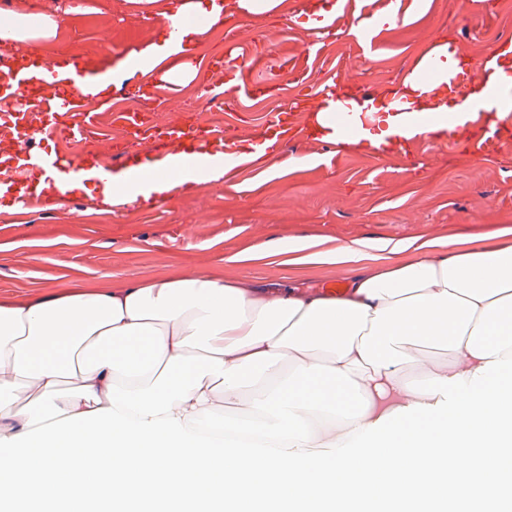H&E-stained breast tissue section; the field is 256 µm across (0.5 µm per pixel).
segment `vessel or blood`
<instances>
[{
    "label": "vessel or blood",
    "instance_id": "obj_1",
    "mask_svg": "<svg viewBox=\"0 0 512 512\" xmlns=\"http://www.w3.org/2000/svg\"><path fill=\"white\" fill-rule=\"evenodd\" d=\"M335 4V12L321 19L320 31L332 32L345 21L357 19V41L366 49H373L378 30L387 26L386 18L370 17L366 9L358 7L357 0H335ZM126 74L139 81L140 93L151 101L157 100L162 92H176L181 85L178 78L167 75L165 68L148 70L134 60ZM407 74L439 96L458 93L466 86L464 75L442 79L432 64L418 59ZM11 78L12 85L0 89V139L10 142L13 156L23 157L24 163L19 170L0 169V189L6 191L45 168L79 179L89 174L99 181L116 179L133 191L158 174L178 179L191 172L198 180H206L209 163L219 160L224 164L226 178L231 179L242 169L264 160L269 139H276L283 153L294 144L311 140L314 116L322 110L326 111L337 140L356 139L369 128L374 118L370 104L380 96L375 88L362 87L356 104L350 105L340 97L341 80H324L315 92L298 91L287 100L283 110L266 121L261 130L252 132L245 142L229 130L205 122L158 129L147 113L121 110L115 115L116 125L125 130L140 129L144 149L134 156L127 147L116 144L107 160L92 151L69 156L36 148L38 139L51 130L64 129L71 139L81 141L94 129L99 112L110 106L109 100L98 92L103 82L100 75L78 62L69 67L46 62L30 65L17 57L13 60ZM390 103L393 112L403 115L404 127L411 132L410 137L388 145L386 152L390 155L407 153L413 141L421 140L424 131L441 122L447 123L449 135L458 144L479 152L512 136V127L507 125L494 133L487 131L484 116L494 104L490 98L469 104L461 120L439 112H413L397 94Z\"/></svg>",
    "mask_w": 512,
    "mask_h": 512
}]
</instances>
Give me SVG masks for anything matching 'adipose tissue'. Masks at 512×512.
Segmentation results:
<instances>
[{"label": "adipose tissue", "instance_id": "obj_1", "mask_svg": "<svg viewBox=\"0 0 512 512\" xmlns=\"http://www.w3.org/2000/svg\"><path fill=\"white\" fill-rule=\"evenodd\" d=\"M219 0H183L156 66L190 48L184 15L219 18ZM52 16L0 10V38L55 36ZM512 87L502 47L467 101ZM467 101L439 102L459 115ZM271 254L332 265L344 291L280 290L205 270L121 287L71 285L19 304L0 297V502L33 495L69 512L142 487L171 503L221 507L257 492L303 512H367L369 499L412 512L447 469L485 449L481 492L499 490L512 442V226L474 248L455 238L353 239L318 251L305 237ZM447 349L436 362L430 350ZM293 374L239 408L244 387Z\"/></svg>", "mask_w": 512, "mask_h": 512}]
</instances>
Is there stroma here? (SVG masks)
<instances>
[{"mask_svg":"<svg viewBox=\"0 0 512 512\" xmlns=\"http://www.w3.org/2000/svg\"><path fill=\"white\" fill-rule=\"evenodd\" d=\"M102 23L112 37L81 47L96 68L121 63L152 42L151 32L136 34L130 18L175 11L182 0H97ZM376 51L343 33L326 40L313 59L309 83L335 77L344 62L355 82L371 84L401 53L416 56L437 35L451 49L465 44L479 51L500 44L512 31V9H498L483 22L475 0H412L390 13ZM246 40L264 45L273 72L271 95L249 111L212 112L217 126L263 125L278 111L287 92L298 88L284 65L280 44L306 43L314 27L297 0H282L272 12L243 17ZM304 164H262L219 186H195L155 204H103L99 191L64 196L45 207L40 219L0 195V295L23 303L50 293L69 280H150L179 270L209 269L227 277L239 272L282 288L325 289L336 280L330 267L297 271L275 263L246 269L227 264L228 256L267 241L317 236L350 239H401L419 235L471 237L512 226V140L497 151L474 153L451 137L414 144L410 158L377 159L363 149L305 144Z\"/></svg>","mask_w":512,"mask_h":512,"instance_id":"stroma-1","label":"stroma"}]
</instances>
